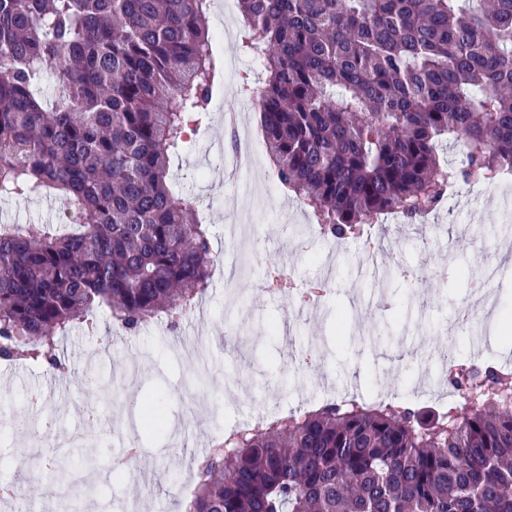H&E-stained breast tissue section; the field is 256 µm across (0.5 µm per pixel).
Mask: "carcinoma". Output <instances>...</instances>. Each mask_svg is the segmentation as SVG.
I'll return each mask as SVG.
<instances>
[{
    "label": "carcinoma",
    "mask_w": 512,
    "mask_h": 512,
    "mask_svg": "<svg viewBox=\"0 0 512 512\" xmlns=\"http://www.w3.org/2000/svg\"><path fill=\"white\" fill-rule=\"evenodd\" d=\"M239 2L267 157L328 237L512 172V0ZM208 10L0 0V198L67 204L61 224L0 225V361L63 375L58 342L94 308L175 327L210 287L209 228L169 187L223 70ZM448 386L466 412L350 398L245 432L193 458L182 512H512V374L457 365ZM141 419L164 428L156 403Z\"/></svg>",
    "instance_id": "cac0c4a2"
}]
</instances>
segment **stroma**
Wrapping results in <instances>:
<instances>
[{"label":"stroma","mask_w":512,"mask_h":512,"mask_svg":"<svg viewBox=\"0 0 512 512\" xmlns=\"http://www.w3.org/2000/svg\"><path fill=\"white\" fill-rule=\"evenodd\" d=\"M238 4H231L224 19L210 17V26L224 24L230 37L213 41V50L225 68L205 125L174 158L173 191L195 201L211 233L212 249L223 254L228 239L227 218L251 208L249 198L237 191L235 180L225 178L224 167L233 153L231 144H219L226 123L222 100L236 96L234 70L254 69L253 61L236 51V32L241 28ZM237 127L257 151L252 179L265 201L257 215L260 240L254 276L265 268L285 266L293 280L330 275L335 289L327 302L305 312L265 294L244 292L236 303H227L224 278L216 275L205 295L204 326L211 339L198 340L209 354L220 378L199 381L183 367L177 348L187 324L168 328L166 323L145 326L128 345L112 348L99 359L98 387L84 386L85 360L98 345L83 329H72L61 344L71 374L65 395L50 393L54 382L43 365L0 363V478L23 477L26 461L8 451L15 441V427L30 416L28 396H47L48 412L62 429L78 425L88 409H97L103 427L101 445L89 473L98 489L90 512H123L124 498L143 496L149 512H178L171 484L186 470L197 448L184 441L185 432L220 435L225 423L268 409L279 414L303 404L316 405L332 391L353 390L363 399L400 400L417 407L440 408L453 393L446 369L438 360L453 353L456 361L481 363L494 360L512 365V341L501 342L488 320L481 319L452 330L454 314L469 295L471 271L480 269L501 249L502 239L512 240V223L499 220L512 206V181L493 183L482 194L461 182L444 208L422 222V234L401 233L405 220L385 216L384 243L388 251L402 254L412 267L434 271L433 289L420 301H412L401 286L381 288L365 284L352 289L349 283L359 252L353 242L335 244L318 238L307 207L280 188L272 174L259 133L258 116L250 99H243ZM65 213L63 201L53 198H0V225L53 224ZM429 235L431 247H423L421 235ZM290 326L292 340L270 332L271 324ZM345 338H337V327ZM317 353L314 366L290 372L288 364L301 349ZM120 389L118 399L107 400L106 391ZM161 398L165 428L157 434L142 432L136 419L144 403ZM126 430L142 450L139 468L154 480L149 490L132 482L114 486L109 475L122 454L125 438L113 436V426Z\"/></svg>","instance_id":"35a3bbf8"}]
</instances>
